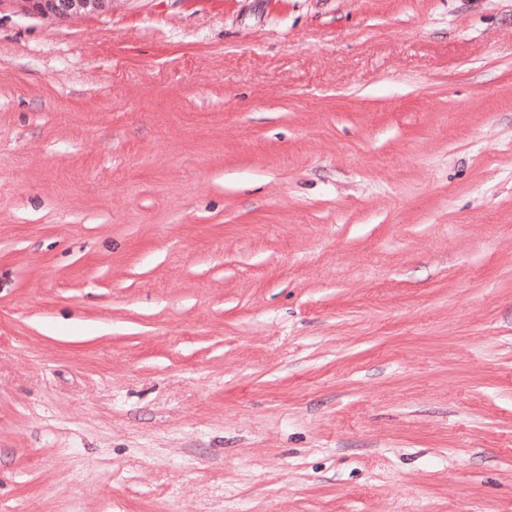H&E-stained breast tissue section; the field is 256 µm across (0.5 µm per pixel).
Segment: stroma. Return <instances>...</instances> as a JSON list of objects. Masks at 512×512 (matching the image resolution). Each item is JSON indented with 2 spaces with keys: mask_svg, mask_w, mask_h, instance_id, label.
<instances>
[{
  "mask_svg": "<svg viewBox=\"0 0 512 512\" xmlns=\"http://www.w3.org/2000/svg\"><path fill=\"white\" fill-rule=\"evenodd\" d=\"M0 512H512V0L0 11Z\"/></svg>",
  "mask_w": 512,
  "mask_h": 512,
  "instance_id": "stroma-1",
  "label": "stroma"
}]
</instances>
